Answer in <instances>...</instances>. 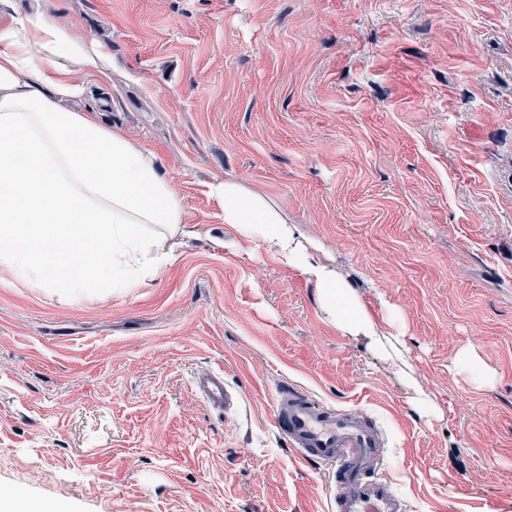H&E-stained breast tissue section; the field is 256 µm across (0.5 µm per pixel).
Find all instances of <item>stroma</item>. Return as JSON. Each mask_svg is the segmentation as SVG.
I'll list each match as a JSON object with an SVG mask.
<instances>
[{
	"label": "stroma",
	"mask_w": 512,
	"mask_h": 512,
	"mask_svg": "<svg viewBox=\"0 0 512 512\" xmlns=\"http://www.w3.org/2000/svg\"><path fill=\"white\" fill-rule=\"evenodd\" d=\"M13 3L103 48L101 118L155 155L194 235L141 288L0 270V488L47 512H332L335 470L272 426L291 385L371 412L409 512H512V0ZM226 177L398 318L402 361L338 332L263 245L228 244L206 189ZM215 367L235 418L191 388Z\"/></svg>",
	"instance_id": "1"
}]
</instances>
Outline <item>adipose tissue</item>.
I'll list each match as a JSON object with an SVG mask.
<instances>
[{
    "label": "adipose tissue",
    "mask_w": 512,
    "mask_h": 512,
    "mask_svg": "<svg viewBox=\"0 0 512 512\" xmlns=\"http://www.w3.org/2000/svg\"><path fill=\"white\" fill-rule=\"evenodd\" d=\"M108 59L68 21L0 17V269L46 287L137 288L168 263L184 205L155 156L87 102ZM224 222L300 271L328 322L378 343L383 331L353 281L319 257L283 211L233 179L208 186Z\"/></svg>",
    "instance_id": "obj_1"
}]
</instances>
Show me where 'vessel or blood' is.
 <instances>
[{
  "label": "vessel or blood",
  "instance_id": "b4317fda",
  "mask_svg": "<svg viewBox=\"0 0 512 512\" xmlns=\"http://www.w3.org/2000/svg\"><path fill=\"white\" fill-rule=\"evenodd\" d=\"M192 385L198 396L225 416H232L240 404V394L224 382L223 368L198 372ZM273 422L302 460L335 467L334 512H407L405 500L391 483L375 476L384 464L387 441L363 408L340 410L288 387L276 396Z\"/></svg>",
  "mask_w": 512,
  "mask_h": 512
}]
</instances>
